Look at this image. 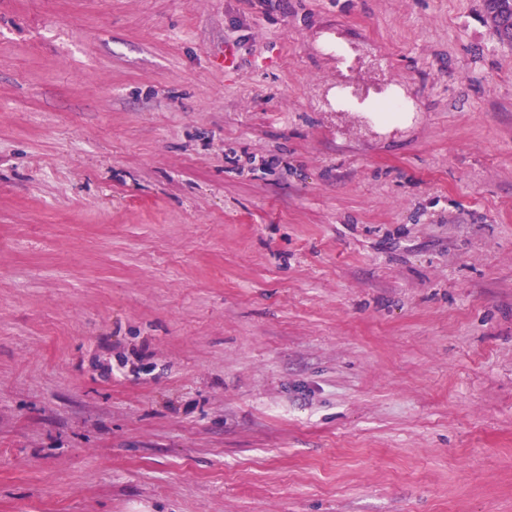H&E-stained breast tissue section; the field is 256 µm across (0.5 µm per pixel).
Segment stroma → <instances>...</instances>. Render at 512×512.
<instances>
[{"label":"stroma","instance_id":"stroma-1","mask_svg":"<svg viewBox=\"0 0 512 512\" xmlns=\"http://www.w3.org/2000/svg\"><path fill=\"white\" fill-rule=\"evenodd\" d=\"M0 512H512L486 0H0Z\"/></svg>","mask_w":512,"mask_h":512}]
</instances>
